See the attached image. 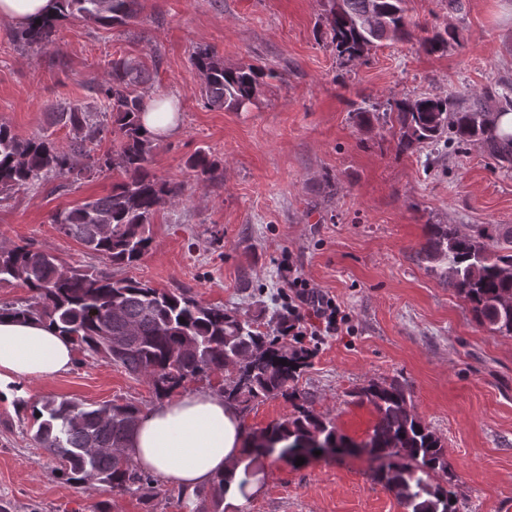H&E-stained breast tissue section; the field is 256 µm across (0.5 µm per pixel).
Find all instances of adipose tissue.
Returning <instances> with one entry per match:
<instances>
[{"label":"adipose tissue","mask_w":512,"mask_h":512,"mask_svg":"<svg viewBox=\"0 0 512 512\" xmlns=\"http://www.w3.org/2000/svg\"><path fill=\"white\" fill-rule=\"evenodd\" d=\"M141 120L151 137L168 136L179 123L178 99L148 95ZM75 352V344L48 322L0 318V400L27 399L30 381L68 371ZM126 451L138 468L178 487L193 490L223 479L228 512H242L260 488L256 477L248 486L240 484L241 417L235 405L213 391L174 395L139 414Z\"/></svg>","instance_id":"ef3b65f1"}]
</instances>
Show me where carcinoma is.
<instances>
[{
  "mask_svg": "<svg viewBox=\"0 0 512 512\" xmlns=\"http://www.w3.org/2000/svg\"><path fill=\"white\" fill-rule=\"evenodd\" d=\"M59 13L31 22L16 38L31 48L53 43L56 21L71 15L101 25H125L137 17V0H58ZM324 34L340 56L361 57L384 37L412 36L404 0H330ZM420 46L428 53L448 47V35L419 27ZM202 77L201 96L211 107L239 111L254 103L259 79L272 77L253 65L227 67L224 58L208 48L191 56ZM150 79L144 64L119 59L112 62L108 79L96 87L104 102L103 119L91 120L83 106L62 107L59 123L69 128L68 150L62 151L52 135L19 139L0 124V193L29 188L51 176L90 178L105 169H118L124 179L105 197L87 200L56 212L53 223L92 253L103 267L81 268L29 244H0V284H20L29 298L0 307V316L44 319L70 337L83 356L100 355L134 376H142L159 395L168 394L200 376L236 377L219 393L245 408L279 394L298 398L294 382L309 364L313 352L283 342L288 317L275 321L276 335L222 306H206L180 289L153 288L133 279H117L111 268L133 266L152 248L146 225L153 215L174 200L182 187L160 180L148 169L154 139L140 123L144 95L140 87ZM500 110H512V86L486 92L463 102L448 97L418 96L397 100L399 145L407 151L442 140L481 143L487 156L501 168L512 166V134L496 136L491 130L488 100ZM119 134L120 147L110 156L97 157L91 145L107 128ZM190 167L205 180L223 172L217 162L198 153ZM432 238L424 258L444 265L448 284L469 304L477 323L493 335L512 336V228L502 224L489 230L476 224L461 232L448 225H431ZM125 348L112 352V344ZM287 361L283 365L280 360ZM360 394L373 404L378 422L358 450L380 462L375 477L394 495L405 512H453L452 492L432 483L445 471L446 448L440 438L414 413L410 394L397 381L371 383ZM141 408L132 403L96 408L71 400L48 398L31 414L37 447L58 460L54 472L81 487L98 484L115 495L132 493L144 500L157 495V479L138 469L131 458L114 451L127 447ZM264 438L284 452L290 445L319 439L332 448L342 440L327 418L299 405L288 419L269 425L246 439L242 459L245 488L258 473L254 468L255 442ZM183 512H224V479L207 490L190 494L177 490Z\"/></svg>",
  "mask_w": 512,
  "mask_h": 512,
  "instance_id": "1",
  "label": "carcinoma"
}]
</instances>
